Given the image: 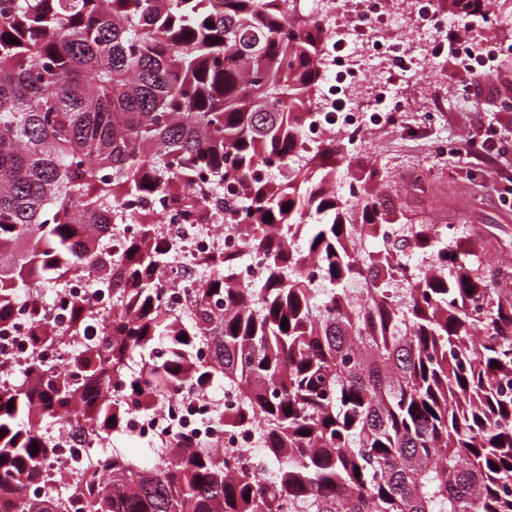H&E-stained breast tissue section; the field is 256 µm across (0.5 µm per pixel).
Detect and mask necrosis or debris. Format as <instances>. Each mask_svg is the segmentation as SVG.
Wrapping results in <instances>:
<instances>
[{
  "instance_id": "1",
  "label": "necrosis or debris",
  "mask_w": 512,
  "mask_h": 512,
  "mask_svg": "<svg viewBox=\"0 0 512 512\" xmlns=\"http://www.w3.org/2000/svg\"><path fill=\"white\" fill-rule=\"evenodd\" d=\"M318 6L329 19L328 52L322 63L330 78L310 107L305 143L310 146L337 133L359 154L372 130L408 111L404 87L431 67L437 46L447 43L448 26L436 0H319ZM327 112L335 115L333 125L322 120ZM150 209L158 219L157 236L174 247L162 277L167 283L165 303L179 310L187 304V287L198 277L201 258L228 247L238 248L239 240L223 219L210 224L184 221L166 197L155 198ZM73 295L85 297L100 309L112 305L111 294L90 281L73 279L59 284L47 306L49 329L54 334L66 330L64 303ZM26 333L27 313L19 306L10 322L0 325L1 362L13 368L31 360ZM237 402V392L224 387L183 388L161 399L152 412H130L125 431L151 447L184 434L200 447L253 455L258 449L254 432L231 429L224 422ZM51 439L60 471L77 468L94 450L92 443L62 422Z\"/></svg>"
}]
</instances>
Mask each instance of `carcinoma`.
<instances>
[{
    "label": "carcinoma",
    "mask_w": 512,
    "mask_h": 512,
    "mask_svg": "<svg viewBox=\"0 0 512 512\" xmlns=\"http://www.w3.org/2000/svg\"><path fill=\"white\" fill-rule=\"evenodd\" d=\"M328 40L297 0H0V322L24 301L31 350L68 352L0 381L1 501L49 471L44 419L109 441L132 409L224 386L255 460L180 434L148 461L101 448L23 512H512V272L458 242L448 264V241L391 216L372 173L354 197L327 189L358 164L341 138L304 149ZM226 184L243 189L224 202V223L245 213L242 250L204 257L176 313L158 277L171 247L147 218L114 255L112 225L160 193L195 215L191 195ZM382 224L410 237L387 243ZM411 251L436 272L417 275ZM245 255L258 277L232 288ZM67 278L114 305L68 301L54 336L31 289ZM93 321L109 341L69 346Z\"/></svg>",
    "instance_id": "1"
}]
</instances>
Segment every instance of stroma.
Listing matches in <instances>:
<instances>
[{
    "instance_id": "35a3bbf8",
    "label": "stroma",
    "mask_w": 512,
    "mask_h": 512,
    "mask_svg": "<svg viewBox=\"0 0 512 512\" xmlns=\"http://www.w3.org/2000/svg\"><path fill=\"white\" fill-rule=\"evenodd\" d=\"M463 77L453 58L438 60L434 70L409 83L405 96L418 113H431L429 126L378 130L361 160L387 187L388 204L422 224H458L463 240L476 254L512 260V208L499 203L494 190L512 176V153L492 168L449 152H433L436 137L459 141L470 131L512 129V61L502 60L490 79L463 91Z\"/></svg>"
}]
</instances>
